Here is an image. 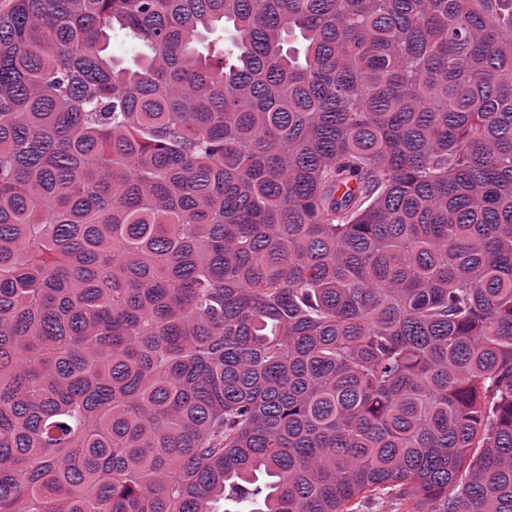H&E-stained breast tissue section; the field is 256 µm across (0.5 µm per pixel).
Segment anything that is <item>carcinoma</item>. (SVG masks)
<instances>
[{
    "instance_id": "obj_1",
    "label": "carcinoma",
    "mask_w": 512,
    "mask_h": 512,
    "mask_svg": "<svg viewBox=\"0 0 512 512\" xmlns=\"http://www.w3.org/2000/svg\"><path fill=\"white\" fill-rule=\"evenodd\" d=\"M385 498L512 512V0H14L0 512ZM143 46L131 34L117 32L112 34V41L109 51L112 55L124 62V65L131 64L134 57L141 55Z\"/></svg>"
}]
</instances>
